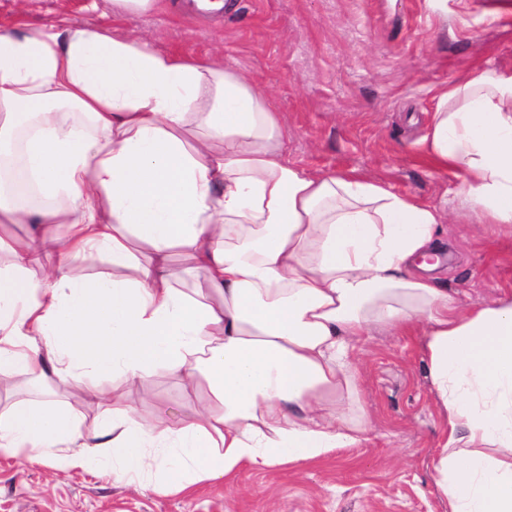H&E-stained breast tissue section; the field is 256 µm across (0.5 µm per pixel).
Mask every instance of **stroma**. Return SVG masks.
Segmentation results:
<instances>
[{"mask_svg":"<svg viewBox=\"0 0 512 512\" xmlns=\"http://www.w3.org/2000/svg\"><path fill=\"white\" fill-rule=\"evenodd\" d=\"M201 11L160 0L148 14L108 0H0V26L69 23L149 41L194 58L221 56L279 113L284 156L309 174L356 171L445 211L440 283L460 307L512 290V232L478 224L459 172L425 165L421 142L439 91L482 70L512 76V0H232ZM359 386L375 439L327 459L256 470L175 492L87 473L54 457L0 454V512H448L434 481L445 427L424 378L422 339L370 336ZM145 420H192L199 400L158 370L126 387Z\"/></svg>","mask_w":512,"mask_h":512,"instance_id":"obj_1","label":"stroma"}]
</instances>
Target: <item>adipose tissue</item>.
Wrapping results in <instances>:
<instances>
[{
  "instance_id": "1",
  "label": "adipose tissue",
  "mask_w": 512,
  "mask_h": 512,
  "mask_svg": "<svg viewBox=\"0 0 512 512\" xmlns=\"http://www.w3.org/2000/svg\"><path fill=\"white\" fill-rule=\"evenodd\" d=\"M266 94L215 60L109 30L0 28V385L74 384L112 406L93 429L49 398L0 411V453L181 490L241 467L314 461L370 441L358 344L423 339L445 418L435 484L448 512H512V292L467 310L413 273L436 253L435 207L355 172L311 175L283 154ZM427 162L463 173L481 224L512 225V77L442 89ZM20 158L38 206L17 203ZM181 252L212 304L177 288ZM57 258L37 270L41 253ZM103 256L108 272L88 274ZM208 386L183 425L147 422L112 377L155 370Z\"/></svg>"
}]
</instances>
